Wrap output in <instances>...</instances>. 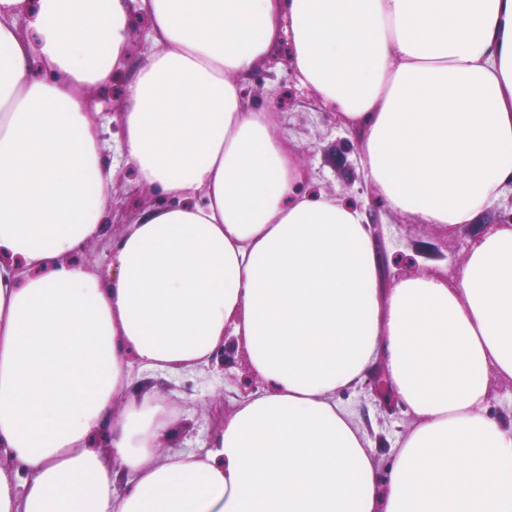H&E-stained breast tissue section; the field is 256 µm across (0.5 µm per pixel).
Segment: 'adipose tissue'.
<instances>
[{"label": "adipose tissue", "instance_id": "obj_1", "mask_svg": "<svg viewBox=\"0 0 512 512\" xmlns=\"http://www.w3.org/2000/svg\"><path fill=\"white\" fill-rule=\"evenodd\" d=\"M135 10L155 49L120 150L169 202L104 279L74 260L113 195L89 93L126 67ZM284 33L394 211L454 230L512 187V0H0V512H512V427L489 415L512 225L455 284L380 288L363 212L302 192L296 144L243 95ZM229 336L265 388L210 448L162 451L175 409L133 367L175 377ZM379 362L413 417L384 482L336 400Z\"/></svg>", "mask_w": 512, "mask_h": 512}]
</instances>
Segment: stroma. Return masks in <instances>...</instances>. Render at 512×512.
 I'll return each mask as SVG.
<instances>
[{"label":"stroma","instance_id":"35a3bbf8","mask_svg":"<svg viewBox=\"0 0 512 512\" xmlns=\"http://www.w3.org/2000/svg\"><path fill=\"white\" fill-rule=\"evenodd\" d=\"M127 74L113 78L104 91L90 94V110L101 116L111 130H118V114L125 108L122 89ZM246 98L251 107L276 116L278 131L295 141L298 161L307 171L313 190L360 207L372 223L384 268V287H393L398 276L429 270L447 282H456L467 254L480 236L499 224H512V194L503 195L486 212L481 223L469 224L457 232L424 223L418 216L391 210L379 189L364 191V173L359 158V137L345 126L338 114L326 108L318 96L301 85L290 59V46L280 41L267 62L247 79ZM160 191L144 190L121 200L120 209H108L101 235L87 243L80 253L81 263L101 277H109L108 261L123 235L126 217L167 204ZM224 375L189 371L177 381L171 393L179 409L175 428L178 439H163L167 451L188 450L208 445L218 425L211 410L219 404ZM338 400L354 412V421L374 450L377 476L387 479L392 462L391 447L409 428L412 417L403 405L375 391L372 377H365L353 389L338 393Z\"/></svg>","mask_w":512,"mask_h":512}]
</instances>
